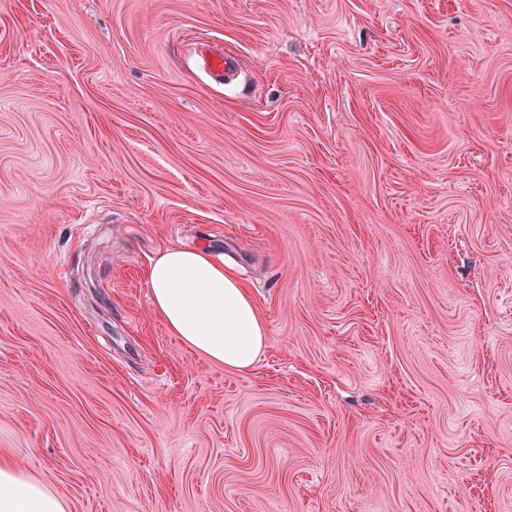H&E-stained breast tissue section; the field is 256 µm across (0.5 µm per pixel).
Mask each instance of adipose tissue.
<instances>
[{
	"mask_svg": "<svg viewBox=\"0 0 512 512\" xmlns=\"http://www.w3.org/2000/svg\"><path fill=\"white\" fill-rule=\"evenodd\" d=\"M151 304L184 346L229 371L253 367L268 343L254 298L231 266L201 248L169 247L148 271ZM0 512H66L62 499L0 457Z\"/></svg>",
	"mask_w": 512,
	"mask_h": 512,
	"instance_id": "adipose-tissue-1",
	"label": "adipose tissue"
}]
</instances>
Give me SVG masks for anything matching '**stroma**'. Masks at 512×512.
Segmentation results:
<instances>
[{
    "instance_id": "35a3bbf8",
    "label": "stroma",
    "mask_w": 512,
    "mask_h": 512,
    "mask_svg": "<svg viewBox=\"0 0 512 512\" xmlns=\"http://www.w3.org/2000/svg\"><path fill=\"white\" fill-rule=\"evenodd\" d=\"M172 246L249 370L153 310ZM0 455L69 512H512V0H0ZM151 304L184 346L229 371L248 370L268 343L254 298L204 249L169 247L148 271Z\"/></svg>"
}]
</instances>
